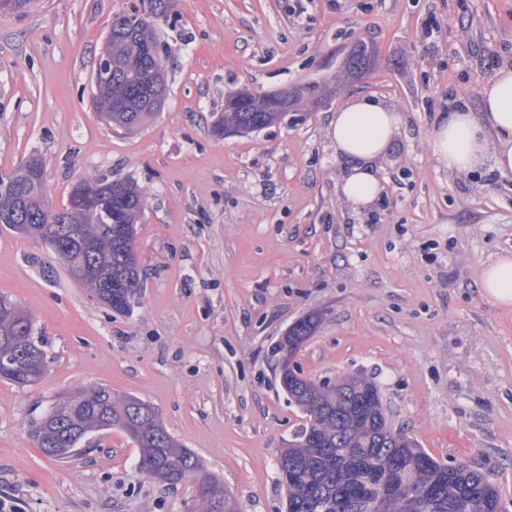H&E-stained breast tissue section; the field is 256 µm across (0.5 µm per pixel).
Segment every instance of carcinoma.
Returning <instances> with one entry per match:
<instances>
[{
    "mask_svg": "<svg viewBox=\"0 0 512 512\" xmlns=\"http://www.w3.org/2000/svg\"><path fill=\"white\" fill-rule=\"evenodd\" d=\"M159 0L112 19L101 56L110 58V73L94 78V105L109 125L125 131L141 126L156 114L164 100L166 75L151 85L150 73L164 69L154 16ZM368 46L359 42L345 58L346 75L357 79L372 69ZM319 86L304 85L278 104L274 95L226 97L217 133L250 134L279 123L302 99H314ZM88 205L74 195L67 204L52 207L44 193V163L34 156L25 166L0 179V210L17 205L33 216L20 233L44 239V231L64 226L68 272L92 269L81 280L91 292H112L109 307L127 312V300L141 287V270L134 254L137 219L146 194L131 180L82 179ZM319 325L309 315L288 331L276 346L279 359L299 350ZM45 353L33 336L31 316L15 304L0 300V378L22 386L37 384ZM283 389L306 416L305 423L279 450L280 484L287 492V512H497L501 494L484 472L463 461L442 462L410 440L396 446L377 386L363 379L352 385L346 378L333 385L317 383L297 370L279 368ZM59 420L36 423L34 439L52 458L69 457L94 433L116 428L140 450L139 468L148 478L177 485L202 477L218 498H195L202 512H235L224 483L179 441L141 398L112 396L103 385L78 389L58 402Z\"/></svg>",
    "mask_w": 512,
    "mask_h": 512,
    "instance_id": "1",
    "label": "carcinoma"
}]
</instances>
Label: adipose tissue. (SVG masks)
I'll list each match as a JSON object with an SVG mask.
<instances>
[{"instance_id":"1","label":"adipose tissue","mask_w":512,"mask_h":512,"mask_svg":"<svg viewBox=\"0 0 512 512\" xmlns=\"http://www.w3.org/2000/svg\"><path fill=\"white\" fill-rule=\"evenodd\" d=\"M480 109L461 103L440 112L427 133V149L437 170L462 175L493 164L512 174V67H500L479 89ZM402 117L375 96H356L336 110L329 137L342 169L338 194L352 209H368L384 185L381 163L388 156ZM483 296L512 307V256L502 254L484 265Z\"/></svg>"}]
</instances>
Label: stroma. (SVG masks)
Returning a JSON list of instances; mask_svg holds the SVG:
<instances>
[{
	"label": "stroma",
	"instance_id": "obj_1",
	"mask_svg": "<svg viewBox=\"0 0 512 512\" xmlns=\"http://www.w3.org/2000/svg\"><path fill=\"white\" fill-rule=\"evenodd\" d=\"M134 0H36L0 12V177L34 155L53 207L85 178L147 193L135 238L143 288L123 315L98 302L43 242L0 224V297L25 308L47 368L0 380V499L21 512H187L192 483L142 474L118 430L67 460L34 423L97 385L150 403L219 475L238 512H285L276 458L304 421L277 377L275 346L320 324L296 356L318 381L360 373L389 421L442 461L491 473L512 512V309L481 293L512 253V175L436 171L426 134L448 94L512 64V0H175L158 31L168 71L159 112L113 129L93 103L112 19ZM365 41L375 65L344 59ZM316 84L281 123L218 136L228 93ZM353 95L402 116L371 211L347 207L328 128ZM368 46L360 41L356 48L345 58L344 69L350 78H361L372 69V57L367 54Z\"/></svg>",
	"mask_w": 512,
	"mask_h": 512
}]
</instances>
